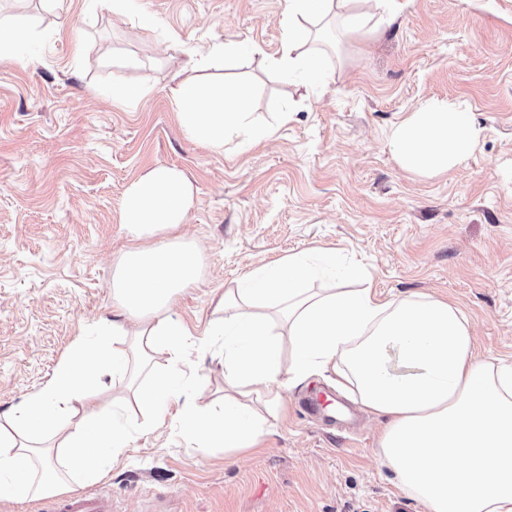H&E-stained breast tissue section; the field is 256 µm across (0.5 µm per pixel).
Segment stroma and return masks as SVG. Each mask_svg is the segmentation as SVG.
I'll return each mask as SVG.
<instances>
[{
  "label": "stroma",
  "instance_id": "1",
  "mask_svg": "<svg viewBox=\"0 0 512 512\" xmlns=\"http://www.w3.org/2000/svg\"><path fill=\"white\" fill-rule=\"evenodd\" d=\"M284 10L285 0H127L120 11L110 0H0V23L23 40L0 58V416L111 318L127 185L169 165L195 192L180 234L201 272L175 314L203 381L158 426L126 381H108L103 399L129 447L74 488L110 492L112 512H426L376 455L381 418L365 414L346 435L299 415L293 397L329 377L277 403L248 394L266 433L237 459L185 433L186 404L224 396L219 346L197 347L210 296L256 266L335 250L383 296L455 303L480 353L512 364V0H411L369 38L342 36L326 60L333 81L317 91L268 65L282 54ZM192 57L202 67L188 68ZM186 79L247 83L256 124L292 118L244 153L198 145L172 106ZM429 100L465 105L485 130L464 165L433 177L401 170L388 144Z\"/></svg>",
  "mask_w": 512,
  "mask_h": 512
}]
</instances>
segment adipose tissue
<instances>
[{
    "label": "adipose tissue",
    "instance_id": "1",
    "mask_svg": "<svg viewBox=\"0 0 512 512\" xmlns=\"http://www.w3.org/2000/svg\"><path fill=\"white\" fill-rule=\"evenodd\" d=\"M404 6L286 0V38L273 66L308 85L328 84L322 55L303 49L310 24L332 18L364 35ZM249 99V89L233 82L187 79L173 92L181 126L213 149L232 140L245 150L273 136V128L254 126ZM483 132L467 108L429 101L396 124L389 146L402 170L437 176L467 162ZM194 200L189 178L173 166H155L126 188L120 221L129 244L113 265L114 318L94 343L75 344L42 390L0 418V499L60 492L73 475L95 478L103 457L126 452L124 424L97 409L104 376H125L132 360L147 365L166 355L163 372L140 395L158 424L191 382L186 331L173 310L200 275L198 251L176 235ZM329 273L360 287L307 289ZM211 305L209 333L224 352V402L218 412L185 407L184 428L200 448L260 443L265 419L241 401L244 389H264L276 401L294 383L331 373L385 417L377 455L404 495L427 512H512V366L478 354L472 324L456 304L423 293L384 298L367 269L337 266L327 251H300L250 270ZM50 440L64 456L51 477L43 459Z\"/></svg>",
    "mask_w": 512,
    "mask_h": 512
}]
</instances>
